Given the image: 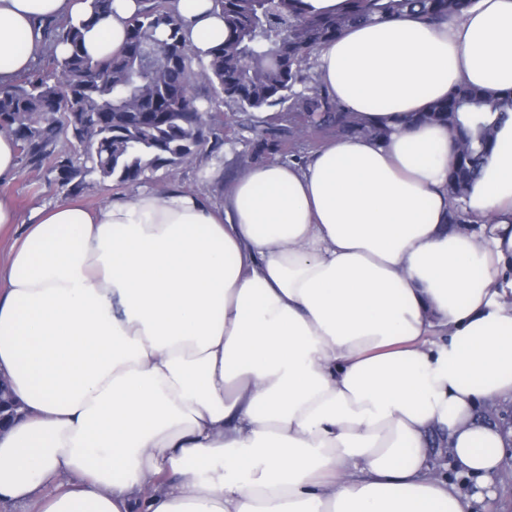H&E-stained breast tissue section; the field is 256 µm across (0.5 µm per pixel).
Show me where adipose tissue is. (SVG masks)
<instances>
[{
	"mask_svg": "<svg viewBox=\"0 0 512 512\" xmlns=\"http://www.w3.org/2000/svg\"><path fill=\"white\" fill-rule=\"evenodd\" d=\"M0 0V85L45 26L116 52L142 0ZM198 54L213 0H174ZM321 81L378 143L264 162L223 203L143 189L94 212L38 209L0 263V504L38 512H470L437 444L489 487L505 445L476 420L512 400V120L446 226L454 134L409 118L460 85L512 89V0L442 23L348 27Z\"/></svg>",
	"mask_w": 512,
	"mask_h": 512,
	"instance_id": "adipose-tissue-1",
	"label": "adipose tissue"
}]
</instances>
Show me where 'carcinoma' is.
<instances>
[{"mask_svg":"<svg viewBox=\"0 0 512 512\" xmlns=\"http://www.w3.org/2000/svg\"><path fill=\"white\" fill-rule=\"evenodd\" d=\"M224 15V40L197 56L184 40L172 0H144L122 49L95 59L80 29L54 28L50 70L38 69L0 86V129L11 131L29 165L57 174L70 195L93 178L125 187L151 182L203 158L219 157L222 113L203 102L219 94L243 111L274 115L259 123L291 137L299 128L335 136L385 139L386 122L366 123L333 99L310 75L313 53L348 27L416 14L430 21L460 16L477 0H345L326 15H309L303 0H213ZM512 118V91L462 85L412 116V123H446L457 147L448 157V223H470L462 198L481 177L496 131ZM71 150H57L61 141ZM280 143L260 135L252 159H272Z\"/></svg>","mask_w":512,"mask_h":512,"instance_id":"obj_1","label":"carcinoma"}]
</instances>
